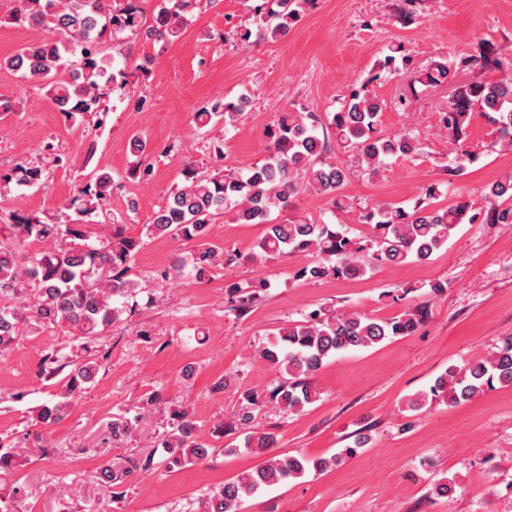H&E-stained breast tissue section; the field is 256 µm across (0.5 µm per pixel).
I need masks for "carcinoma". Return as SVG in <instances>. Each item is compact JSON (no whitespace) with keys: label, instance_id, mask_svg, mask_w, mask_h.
Wrapping results in <instances>:
<instances>
[{"label":"carcinoma","instance_id":"1","mask_svg":"<svg viewBox=\"0 0 512 512\" xmlns=\"http://www.w3.org/2000/svg\"><path fill=\"white\" fill-rule=\"evenodd\" d=\"M17 6L8 20L19 25L45 31L44 44L38 49L24 47L11 57L0 59V68L20 71L38 82L44 96L61 113L64 123L80 125L85 115L97 117L96 125L105 124L110 112L112 93L119 88L143 107L139 79H147L151 71L148 60H139L131 52L132 41L145 40L168 45L178 40L187 26L186 9L195 0H162L152 20H144L140 0H15ZM306 0H263L253 8L251 24L241 23L232 31V42L241 47L251 44L255 25L259 35L279 40L288 36L300 17ZM398 20L411 24L417 17L416 0H399L395 8ZM112 48L123 59L117 71L110 70L106 56ZM401 47L378 63V69L394 72L409 69L410 58L397 57ZM475 65L483 69L500 65L494 45L483 40L477 53L467 54L451 62H437L425 74L432 85L453 82L456 73ZM247 97L236 102L215 100L194 113L198 128L224 121V128L234 126L236 115L243 111ZM386 104L364 89H354L335 112L320 115L303 112L295 117L283 114L277 125L267 132V155L247 173H233L223 166L188 164L183 169V182L176 185L154 213L151 223L139 236L126 235L123 224H110L88 242L86 227L98 217L109 221L108 204L114 188L126 180L146 181L154 168L153 156L165 154L171 147L151 148L147 140L131 139V162L126 174L94 168L83 175L63 212L40 217L14 213L10 223L0 224V302L9 300L14 306L0 308V352L9 350L25 335V325L35 322L42 327L60 328L83 341V350L127 312L117 299L127 298L149 288L153 276L132 277L130 263L155 237L171 236L195 242L196 250L180 257L171 269L160 274L167 280L186 268L197 276L220 264L227 265L242 258L207 241L210 224L220 216H230L237 224H262L265 234L257 243L258 251L248 256L252 261L273 260L297 252L312 256V261L299 269L295 277L320 281L340 277H363L382 264H402L432 257L447 245L462 224H512V177L496 181L484 190L487 206L476 209L469 201L439 208L432 199L438 186L424 188L409 210L394 204L376 203L362 207V223L371 233L364 237L351 235L345 224L331 220L288 217L277 220L292 198L302 192H314L331 205L330 214L342 208L339 191L350 175L349 169L331 159V136L343 147L356 152L362 173L373 178L391 157H418L423 153L425 137L414 128H405L393 136L379 130L380 117ZM480 111L495 128L496 139L488 148L512 149V79L471 81L453 88L448 110L443 113L441 127L453 145L443 172L445 185L476 160L467 148L466 129L471 114ZM67 162V157L54 152L50 144L43 157L15 164L10 171H0V185L45 186L50 168ZM237 294L238 309L254 302L258 289ZM423 312L414 308L390 318L352 311L327 315L314 310L299 320L290 321L273 333L260 357L280 375L273 398L279 409L296 415L316 402L320 396L312 379L326 361L339 352L370 348L397 336L418 330ZM98 368L88 358L73 365L60 379L66 400L43 405L35 414L43 426L62 421L69 413L70 399L80 396L84 385L93 381ZM512 385V336L489 356L475 358L463 368L448 367L437 376L429 391L412 396L407 406L416 411L429 398H441L450 404L466 402L495 384ZM236 425L243 435V447L262 458L252 470L227 482L219 490L201 499L197 512H238L242 498L261 489L298 479L311 469L324 471L339 462V457L311 459L301 453L273 454L276 435L253 425V412L264 401L263 392L250 390L243 394ZM172 431L160 442L167 454L168 468H179L202 460L209 453L208 442L196 435L193 414L182 409L172 413ZM134 432L132 422L117 415L112 418V442L120 443ZM153 457L129 461L122 471L104 463L99 468L106 499L117 495L114 488L136 473L152 469Z\"/></svg>","mask_w":512,"mask_h":512}]
</instances>
